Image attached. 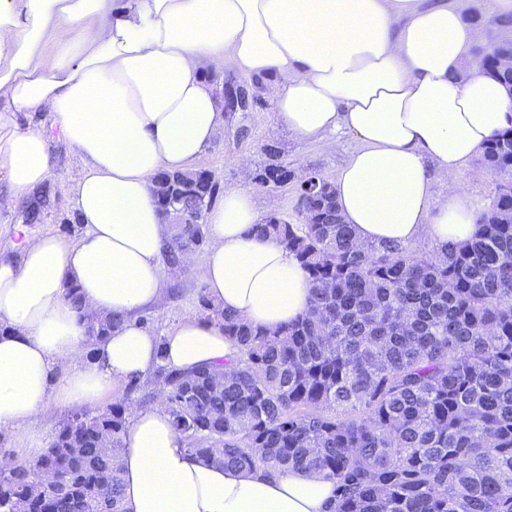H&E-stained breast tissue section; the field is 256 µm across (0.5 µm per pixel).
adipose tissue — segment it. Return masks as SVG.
<instances>
[{
    "instance_id": "ef3b65f1",
    "label": "adipose tissue",
    "mask_w": 512,
    "mask_h": 512,
    "mask_svg": "<svg viewBox=\"0 0 512 512\" xmlns=\"http://www.w3.org/2000/svg\"><path fill=\"white\" fill-rule=\"evenodd\" d=\"M62 24L76 35L46 57ZM484 38L448 0H0V212L54 171L46 131L16 122L46 112L84 165L70 206L85 226L68 242L18 224L17 254L0 253V429L37 431L160 364L187 372L234 360L235 342L207 319L185 317L161 339L140 326L182 272L255 327L274 331L307 311L294 254L255 232L278 202L257 205L247 189L226 190L207 212L203 257L165 266L155 179L191 170L223 134L210 73L257 81L296 140L333 153L339 134L357 139L332 186L359 243L471 239L478 211L459 173L512 128V96L465 67ZM111 314L122 325L91 339L88 321ZM115 455L126 512H332L336 497L334 483L304 471L190 458L160 392Z\"/></svg>"
}]
</instances>
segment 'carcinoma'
<instances>
[{
    "instance_id": "cac0c4a2",
    "label": "carcinoma",
    "mask_w": 512,
    "mask_h": 512,
    "mask_svg": "<svg viewBox=\"0 0 512 512\" xmlns=\"http://www.w3.org/2000/svg\"><path fill=\"white\" fill-rule=\"evenodd\" d=\"M501 45L480 70L502 86L512 70ZM481 164L503 177L470 240L441 250L355 243L329 181L309 173L299 222L257 225L306 273L308 311L275 332L243 323L205 291L206 319L238 347L220 387L213 368L159 365L154 384L187 454L241 471L288 469L336 484L334 512H512V129L484 147ZM287 166L270 164L280 183ZM164 173L171 201L193 210L206 191ZM171 268L200 250L207 224H172ZM120 324L88 322L100 339ZM130 425L126 400L73 413L34 463L0 465V512H125L112 449ZM45 472L65 484L56 494Z\"/></svg>"
}]
</instances>
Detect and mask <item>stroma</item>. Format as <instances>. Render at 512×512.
Listing matches in <instances>:
<instances>
[{"instance_id":"1","label":"stroma","mask_w":512,"mask_h":512,"mask_svg":"<svg viewBox=\"0 0 512 512\" xmlns=\"http://www.w3.org/2000/svg\"><path fill=\"white\" fill-rule=\"evenodd\" d=\"M35 122L45 127L50 137L51 153L55 162L54 176L38 191V198L44 204L37 220H29L28 213L32 201H24L10 213L0 215V252L16 253L18 242L13 232L14 225H27L30 233H51L66 241L77 240L84 227L70 210L68 200L74 180L81 170L80 159L68 148L51 125L48 114L34 117H20V124ZM358 146L350 135L342 136L338 152L325 153L318 144L296 141L275 118L273 105L269 99H262L248 112H232L227 117L224 133L215 140L198 161L197 167L210 171L220 189L216 202H223L224 190L243 187L251 189L258 202L267 197H277L279 211L289 220H297L295 210L299 177L315 172L326 179H334L345 159ZM248 159L251 164L249 175H242L238 161ZM279 160L296 171L297 180L284 185L263 184L257 179L265 166ZM177 293H166L157 305L147 308L140 316L144 328L156 336H164L184 317L201 315L198 292L203 283L197 274L188 273L180 277Z\"/></svg>"}]
</instances>
